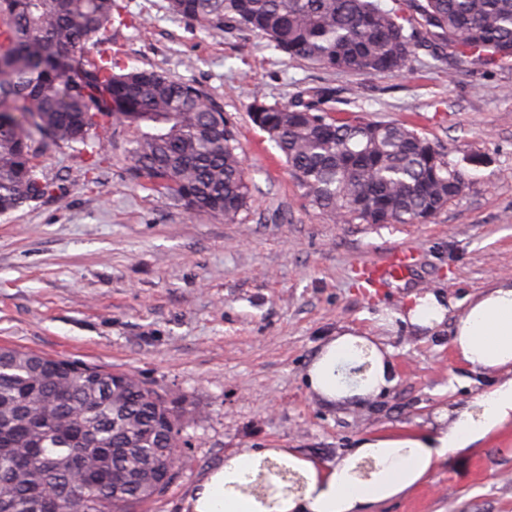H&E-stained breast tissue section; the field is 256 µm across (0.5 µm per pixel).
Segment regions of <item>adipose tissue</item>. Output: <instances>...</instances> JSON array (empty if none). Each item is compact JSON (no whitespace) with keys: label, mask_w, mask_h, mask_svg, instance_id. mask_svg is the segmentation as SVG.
Returning <instances> with one entry per match:
<instances>
[{"label":"adipose tissue","mask_w":512,"mask_h":512,"mask_svg":"<svg viewBox=\"0 0 512 512\" xmlns=\"http://www.w3.org/2000/svg\"><path fill=\"white\" fill-rule=\"evenodd\" d=\"M451 346L459 360L502 381L462 409L442 413L447 426L402 436H371L337 464L320 466L285 448H244L206 471L183 512H367L419 485L451 452L512 425V283L489 285L458 314ZM391 349L349 329L337 332L313 356L306 381L329 403H365L395 384ZM372 461L369 476L358 467ZM300 477L289 489L268 463Z\"/></svg>","instance_id":"1"}]
</instances>
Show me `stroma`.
I'll list each match as a JSON object with an SVG mask.
<instances>
[{"label":"stroma","instance_id":"35a3bbf8","mask_svg":"<svg viewBox=\"0 0 512 512\" xmlns=\"http://www.w3.org/2000/svg\"><path fill=\"white\" fill-rule=\"evenodd\" d=\"M103 34L123 65L157 68L207 90L233 126L251 183L238 222L190 213L139 186L131 126L109 132V158L46 143L51 195L0 214V346L128 371L182 396L176 476L146 512H183L203 473L243 448H286L336 463L365 437L436 425L501 380L450 346L455 314L421 329L401 320L413 296L470 301L512 280V60L460 69L419 54L407 71L336 73L289 60L256 35L217 34L168 0H116ZM327 86L342 117L403 123L477 154L469 189L423 224H342L313 206L279 150L251 121L255 92L285 103ZM403 247L408 277L361 288V262ZM390 346L396 384L361 405H330L306 383L336 331ZM373 512H512V426L449 454L417 487Z\"/></svg>","mask_w":512,"mask_h":512}]
</instances>
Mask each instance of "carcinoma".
I'll return each mask as SVG.
<instances>
[{"instance_id": "1", "label": "carcinoma", "mask_w": 512, "mask_h": 512, "mask_svg": "<svg viewBox=\"0 0 512 512\" xmlns=\"http://www.w3.org/2000/svg\"><path fill=\"white\" fill-rule=\"evenodd\" d=\"M169 0L212 32L256 34L334 72H401L417 51L461 66L512 58V0ZM116 0H0V214L51 190L36 164L49 139L89 157L109 126L137 128L128 154L145 189L234 223L251 186L224 109L163 71L102 50ZM327 90L249 106L311 203L343 224H418L467 188L460 162L402 123L337 118ZM185 399L130 373L0 348V512H132L164 492Z\"/></svg>"}]
</instances>
